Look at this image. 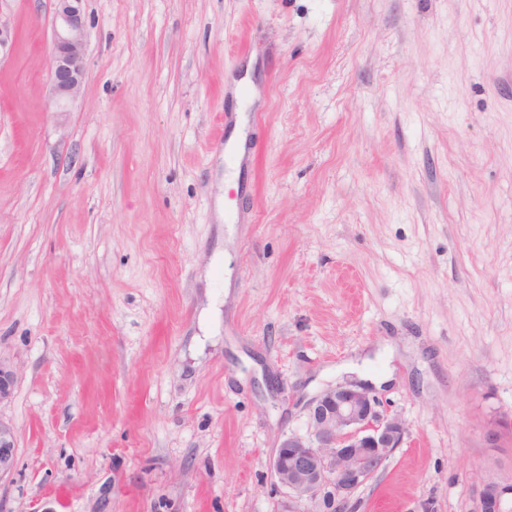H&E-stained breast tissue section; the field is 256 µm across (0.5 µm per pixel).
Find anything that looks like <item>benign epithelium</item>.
Segmentation results:
<instances>
[{"label":"benign epithelium","mask_w":512,"mask_h":512,"mask_svg":"<svg viewBox=\"0 0 512 512\" xmlns=\"http://www.w3.org/2000/svg\"><path fill=\"white\" fill-rule=\"evenodd\" d=\"M84 0H53L50 82L55 111L65 112L80 95L85 76ZM13 366L0 360V403L11 395ZM310 436L290 434L270 470L288 505L282 512H346L357 490L380 472L401 447L402 421L381 410L372 389L345 383L319 395L309 410ZM16 466L12 425L0 419V479ZM311 509L302 511L299 506ZM475 512H512V482L488 479Z\"/></svg>","instance_id":"7a95c632"}]
</instances>
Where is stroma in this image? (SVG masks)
<instances>
[{"mask_svg":"<svg viewBox=\"0 0 512 512\" xmlns=\"http://www.w3.org/2000/svg\"><path fill=\"white\" fill-rule=\"evenodd\" d=\"M0 0V512H280L355 366L407 435L353 512L512 479V0ZM84 0H53V40L50 50L53 105L56 112L80 95L85 76ZM16 448L14 428L0 419V480L15 469Z\"/></svg>","mask_w":512,"mask_h":512,"instance_id":"obj_1","label":"stroma"}]
</instances>
